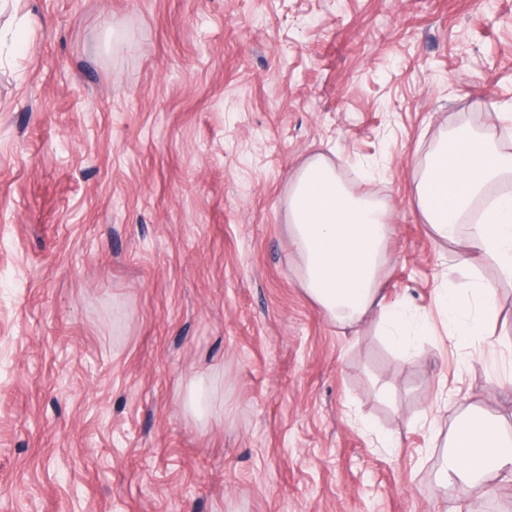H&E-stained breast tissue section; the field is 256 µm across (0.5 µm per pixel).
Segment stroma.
Segmentation results:
<instances>
[{
  "label": "stroma",
  "mask_w": 512,
  "mask_h": 512,
  "mask_svg": "<svg viewBox=\"0 0 512 512\" xmlns=\"http://www.w3.org/2000/svg\"><path fill=\"white\" fill-rule=\"evenodd\" d=\"M512 127V0H8L0 8V512H512L446 484L512 437V282L448 337L461 249L416 202L449 132ZM329 156L391 210L402 354L306 294L285 201ZM204 377V417L185 405ZM451 445L459 449L448 466L445 480L489 474L512 480V439L505 436L498 423L475 417L453 434Z\"/></svg>",
  "instance_id": "stroma-1"
}]
</instances>
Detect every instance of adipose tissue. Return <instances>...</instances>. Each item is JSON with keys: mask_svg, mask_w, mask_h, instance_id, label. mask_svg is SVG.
<instances>
[{"mask_svg": "<svg viewBox=\"0 0 512 512\" xmlns=\"http://www.w3.org/2000/svg\"><path fill=\"white\" fill-rule=\"evenodd\" d=\"M498 140V131L489 129L462 134L453 152L447 144L436 145L416 184L418 206L438 237L455 238L461 224L469 226L453 267L462 281L441 289L437 305L448 321L449 335L479 343L497 316V306L478 263L494 262L500 275L512 280V195H487L504 174H512V153L503 151ZM479 200L485 207L475 220L471 213ZM287 211L307 294L342 325L377 313L390 344L406 351L409 325L404 307L388 297L380 277L393 229L386 204L354 196L331 162L319 155L295 173ZM452 445L456 453L445 480L489 474L512 480V439L499 424L473 418L453 434Z\"/></svg>", "mask_w": 512, "mask_h": 512, "instance_id": "ef3b65f1", "label": "adipose tissue"}]
</instances>
